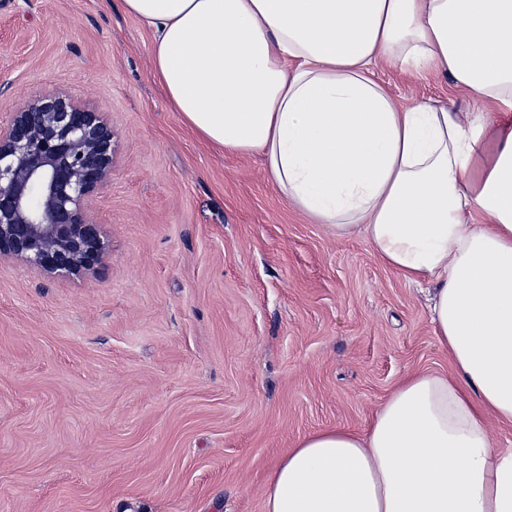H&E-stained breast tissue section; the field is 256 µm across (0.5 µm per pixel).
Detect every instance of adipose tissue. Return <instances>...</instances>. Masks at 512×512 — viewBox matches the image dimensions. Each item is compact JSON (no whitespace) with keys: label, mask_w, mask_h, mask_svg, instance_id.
Instances as JSON below:
<instances>
[{"label":"adipose tissue","mask_w":512,"mask_h":512,"mask_svg":"<svg viewBox=\"0 0 512 512\" xmlns=\"http://www.w3.org/2000/svg\"><path fill=\"white\" fill-rule=\"evenodd\" d=\"M186 126L261 153L311 223L429 287L448 374L278 461L265 512H512V0H122ZM444 72L484 110L401 106L375 76Z\"/></svg>","instance_id":"ef3b65f1"}]
</instances>
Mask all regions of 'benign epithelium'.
Masks as SVG:
<instances>
[{"label": "benign epithelium", "instance_id": "obj_1", "mask_svg": "<svg viewBox=\"0 0 512 512\" xmlns=\"http://www.w3.org/2000/svg\"><path fill=\"white\" fill-rule=\"evenodd\" d=\"M105 113L62 92L32 96L0 127V258L49 277H77L106 243L92 196L112 174Z\"/></svg>", "mask_w": 512, "mask_h": 512}]
</instances>
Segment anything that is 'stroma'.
Segmentation results:
<instances>
[{
	"mask_svg": "<svg viewBox=\"0 0 512 512\" xmlns=\"http://www.w3.org/2000/svg\"><path fill=\"white\" fill-rule=\"evenodd\" d=\"M153 44L121 0H0V126L61 90L117 145L94 273L0 260V512H264L300 438L450 369L424 293L363 235L307 223L261 154L188 131ZM377 76L404 106L480 105L436 70Z\"/></svg>",
	"mask_w": 512,
	"mask_h": 512,
	"instance_id": "1",
	"label": "stroma"
}]
</instances>
